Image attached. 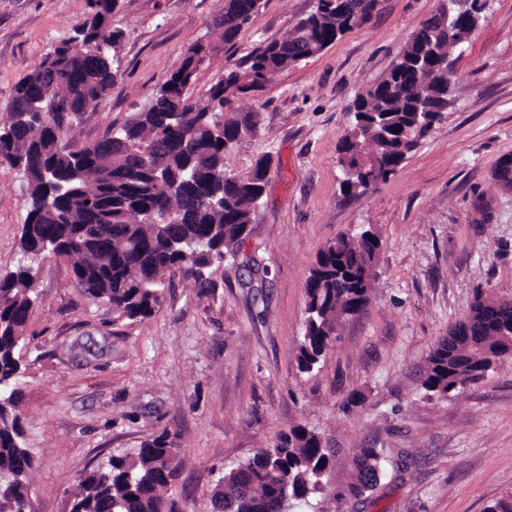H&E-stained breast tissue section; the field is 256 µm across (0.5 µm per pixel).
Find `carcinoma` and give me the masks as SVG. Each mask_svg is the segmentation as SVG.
I'll list each match as a JSON object with an SVG mask.
<instances>
[{"label":"carcinoma","mask_w":512,"mask_h":512,"mask_svg":"<svg viewBox=\"0 0 512 512\" xmlns=\"http://www.w3.org/2000/svg\"><path fill=\"white\" fill-rule=\"evenodd\" d=\"M377 2L317 0L313 13L195 99L188 88L200 66L220 45L234 46L259 13L260 0H224V15L214 21L216 40L191 45L147 109L74 149L62 144L64 135L120 77L123 32L110 27L119 0H89L90 13L76 26V37L54 47L18 82L8 119L0 120V163L24 172L29 198L20 259L0 273V512H27L34 467L18 405L37 263L52 256L66 261L76 285L112 308L114 322L151 316L175 272L203 292L212 288L221 263L237 255L249 234L272 163L264 156L243 175L227 169V151L257 128V113L236 111L233 98L322 54ZM484 7L481 0H441L388 72L356 96L338 147L343 193L360 196L387 181L445 119L448 98L457 90L445 20L453 15L459 34L468 38ZM497 173L498 183L512 189V155L500 160ZM380 247L369 228L338 235L317 255L305 281L299 372L319 369L342 324L369 305ZM506 360H512V299L478 292L468 317L430 350L424 396H455ZM167 437L113 455L89 472L73 492V512H181L176 481L184 458ZM330 463L319 433L297 425L275 446L224 468L212 490L213 506L289 512L323 491ZM389 465L384 449H359L353 477L336 499L374 490Z\"/></svg>","instance_id":"carcinoma-1"}]
</instances>
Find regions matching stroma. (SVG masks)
<instances>
[{
    "label": "stroma",
    "mask_w": 512,
    "mask_h": 512,
    "mask_svg": "<svg viewBox=\"0 0 512 512\" xmlns=\"http://www.w3.org/2000/svg\"><path fill=\"white\" fill-rule=\"evenodd\" d=\"M438 4L379 0L367 22L321 55L235 102L258 113L259 125L229 151L228 169L247 173L265 155L273 163L251 234L237 259L221 264L212 294L176 273L148 319L116 322L75 285L64 260L40 263L19 403L35 460L28 512H71L89 471L165 431L187 461L177 482L183 512H212L224 465L296 425L317 431L332 454L312 512H484L512 492V362L445 400L421 390L433 342L467 315L475 293L512 296V190L494 179L499 159L512 154V0H489L453 57L458 90L445 120L389 180L361 197L340 190L337 147L354 99ZM223 6L120 0L111 25L124 34L123 75L66 143H94L149 107ZM315 7L261 0L255 22L213 54L191 94L204 97ZM87 13V0H0V120L17 83ZM28 206L22 175L0 164V273L17 263ZM359 225L382 241L369 305L342 324L320 371L302 374L305 279L327 243ZM361 448L388 449L399 462L372 492L337 501Z\"/></svg>",
    "instance_id": "stroma-1"
}]
</instances>
